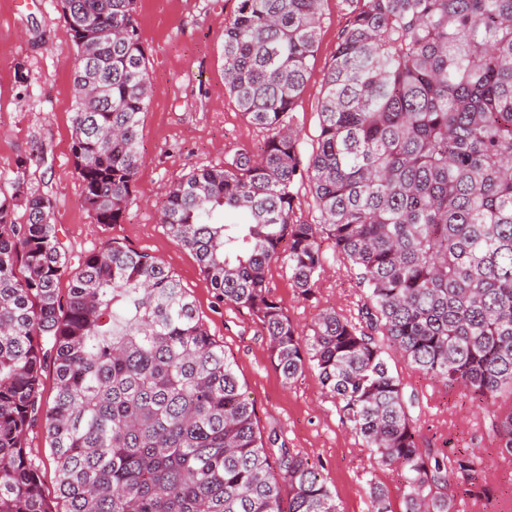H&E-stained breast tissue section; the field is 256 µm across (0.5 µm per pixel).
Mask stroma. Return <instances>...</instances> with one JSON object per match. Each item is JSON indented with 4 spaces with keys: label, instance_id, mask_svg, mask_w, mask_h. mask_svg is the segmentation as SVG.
<instances>
[{
    "label": "stroma",
    "instance_id": "obj_1",
    "mask_svg": "<svg viewBox=\"0 0 512 512\" xmlns=\"http://www.w3.org/2000/svg\"><path fill=\"white\" fill-rule=\"evenodd\" d=\"M237 0H137V20L152 85L143 117V164L135 196L119 224L93 223L81 206V182L72 145L74 47L57 0H0V184L14 178L16 161L32 142H44V163L28 175L33 189L55 201L54 221L71 262L116 241L161 259L194 301L211 336L233 360L240 383L255 404L262 437L301 452L318 466L340 512H372L368 481L384 484L392 503L402 479L392 468L372 467L368 449L341 424L314 372L285 385L270 358L267 338L249 311L220 300L189 250L169 237L160 212L172 182L189 172L220 167L239 150L259 152L264 132L247 122L224 85V20ZM315 63L294 113L305 150L318 139L324 72L347 15L343 0H324ZM28 76L19 86L17 71ZM272 295L289 317L307 326L323 308L355 311L361 291L342 263H333L310 297L297 294L281 263H271ZM422 401L426 447L476 453L483 469L472 494H459L457 512H512V460L502 459L470 394L409 372L389 361Z\"/></svg>",
    "mask_w": 512,
    "mask_h": 512
}]
</instances>
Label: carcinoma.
<instances>
[{
    "instance_id": "1",
    "label": "carcinoma",
    "mask_w": 512,
    "mask_h": 512,
    "mask_svg": "<svg viewBox=\"0 0 512 512\" xmlns=\"http://www.w3.org/2000/svg\"><path fill=\"white\" fill-rule=\"evenodd\" d=\"M322 2L237 0L224 84L263 147L180 177L161 221L217 296L258 321L284 383L314 371L376 466L400 471V512H455L453 478L481 458L421 447L419 399L389 359L470 392L512 459V0H344L306 155L292 120ZM59 3L81 205L119 224L152 92L136 0ZM44 154L34 143L0 188V512H339L317 467L263 441L224 346L161 260L112 241L71 265L52 197L25 179ZM304 180L315 224L295 216ZM325 238L361 303L300 330L268 267L282 262L310 296ZM35 427L58 473L52 500L25 448ZM368 494L394 512L386 487L371 480Z\"/></svg>"
}]
</instances>
